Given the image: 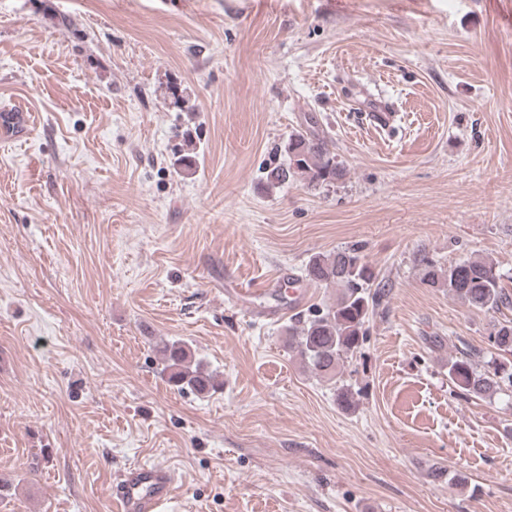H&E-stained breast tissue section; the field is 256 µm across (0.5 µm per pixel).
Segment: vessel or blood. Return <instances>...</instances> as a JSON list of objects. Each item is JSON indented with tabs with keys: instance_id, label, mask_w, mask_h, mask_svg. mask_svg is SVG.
I'll list each match as a JSON object with an SVG mask.
<instances>
[{
	"instance_id": "vessel-or-blood-1",
	"label": "vessel or blood",
	"mask_w": 512,
	"mask_h": 512,
	"mask_svg": "<svg viewBox=\"0 0 512 512\" xmlns=\"http://www.w3.org/2000/svg\"><path fill=\"white\" fill-rule=\"evenodd\" d=\"M174 483L173 474L166 469L154 466L130 469L112 488L115 512H155L171 499Z\"/></svg>"
}]
</instances>
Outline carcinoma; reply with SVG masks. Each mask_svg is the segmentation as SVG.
I'll return each instance as SVG.
<instances>
[{
  "mask_svg": "<svg viewBox=\"0 0 512 512\" xmlns=\"http://www.w3.org/2000/svg\"><path fill=\"white\" fill-rule=\"evenodd\" d=\"M285 152L286 163L268 172L273 185L299 174L306 176L311 186L345 175L323 138L295 132L289 136ZM414 262L428 287L448 289L449 295L471 309L497 312L512 306V294L502 286L497 265L488 257L465 259L445 268L420 253ZM378 276L356 245L309 258L306 279L336 289V301L289 325L286 343L316 375L336 379L345 359L360 352L366 339L365 325L385 297L382 289H373ZM489 342L491 350L486 352L462 342L448 358V382L459 398L472 401L512 394V321L495 323ZM160 353L163 372L176 389L205 394L222 385L213 374L190 366L193 353L185 342H167Z\"/></svg>",
  "mask_w": 512,
  "mask_h": 512,
  "instance_id": "carcinoma-1",
  "label": "carcinoma"
}]
</instances>
